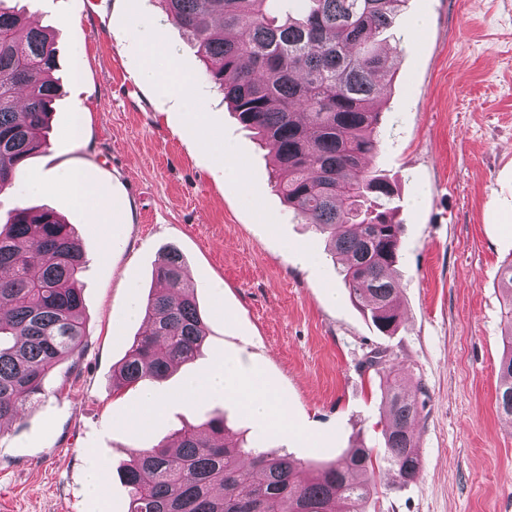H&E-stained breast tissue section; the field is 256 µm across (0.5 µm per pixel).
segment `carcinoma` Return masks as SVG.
I'll return each instance as SVG.
<instances>
[{
    "instance_id": "cac0c4a2",
    "label": "carcinoma",
    "mask_w": 512,
    "mask_h": 512,
    "mask_svg": "<svg viewBox=\"0 0 512 512\" xmlns=\"http://www.w3.org/2000/svg\"><path fill=\"white\" fill-rule=\"evenodd\" d=\"M0 0V192L29 156L47 148L58 85L54 41ZM190 36L239 122L274 160L288 208L340 257L343 281L383 333L399 324L396 265L403 224L384 204L393 184L365 160L380 147L381 91L393 64L380 36L404 0H159ZM86 260L70 225L51 209L17 205L0 225V423L43 393L45 377L84 337L79 277ZM175 249L153 272L143 303L148 329L112 370V390L165 379L206 338L195 290ZM505 351L498 412L512 419V261L503 265ZM385 459L409 483L419 476L414 435L423 406L391 374L380 377ZM224 415L183 428L170 445L135 448L119 469L127 512H367L373 449L351 448L299 478L288 453L236 444Z\"/></svg>"
}]
</instances>
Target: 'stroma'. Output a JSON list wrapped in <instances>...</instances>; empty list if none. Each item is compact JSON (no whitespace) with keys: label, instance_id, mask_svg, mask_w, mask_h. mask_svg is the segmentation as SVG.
<instances>
[{"label":"stroma","instance_id":"35a3bbf8","mask_svg":"<svg viewBox=\"0 0 512 512\" xmlns=\"http://www.w3.org/2000/svg\"><path fill=\"white\" fill-rule=\"evenodd\" d=\"M56 43L61 95L49 146L0 193V221L21 203L71 224L87 260L84 343L44 381L41 398L0 426V512H127L116 468L132 448L171 440L224 414L246 443L317 464L380 448L379 378L367 361L418 384V478L375 464L368 512H512V421L496 408L504 352L500 269L512 258V0H407L383 45V144L369 160L394 184L403 226L394 334L350 297L341 265L271 183L267 151L237 121L205 64L157 0H7ZM423 25L411 29L413 17ZM159 29L162 80L142 77L139 19ZM190 76L191 106L175 96ZM80 119L81 134L70 133ZM230 146L245 182L213 148ZM79 172L107 201L72 198ZM185 257L207 336L200 355L154 386L161 417L120 422L140 391L112 389V367L143 331L138 315L165 247ZM259 374L288 408V427L251 419L232 399L190 398L187 377L219 359ZM98 467V494L85 476Z\"/></svg>","mask_w":512,"mask_h":512}]
</instances>
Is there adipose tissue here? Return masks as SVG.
Segmentation results:
<instances>
[{"instance_id": "1", "label": "adipose tissue", "mask_w": 512, "mask_h": 512, "mask_svg": "<svg viewBox=\"0 0 512 512\" xmlns=\"http://www.w3.org/2000/svg\"><path fill=\"white\" fill-rule=\"evenodd\" d=\"M184 390L186 396L192 398L209 395L235 398L251 415L277 423L283 429L288 426L287 407L275 392L268 386L259 384L257 377L239 374L229 361H217L202 376L188 379Z\"/></svg>"}]
</instances>
